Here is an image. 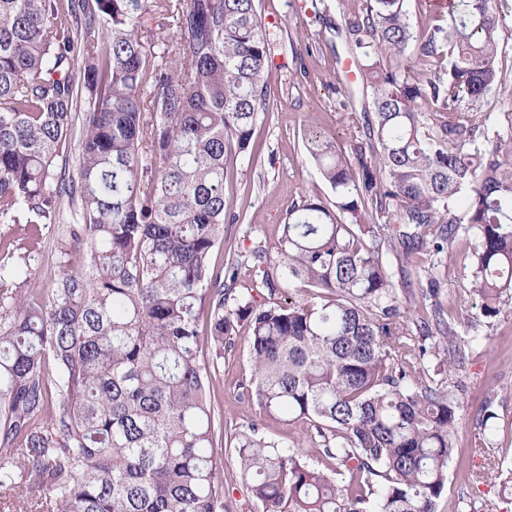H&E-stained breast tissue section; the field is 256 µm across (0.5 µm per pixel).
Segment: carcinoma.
<instances>
[{"instance_id":"carcinoma-1","label":"carcinoma","mask_w":512,"mask_h":512,"mask_svg":"<svg viewBox=\"0 0 512 512\" xmlns=\"http://www.w3.org/2000/svg\"><path fill=\"white\" fill-rule=\"evenodd\" d=\"M404 2L345 21L372 111L345 113L347 152L305 136L335 200L291 203L277 257L257 242L217 263L239 220L224 161L270 109L258 0H0V220L36 234L72 217L47 287L9 288L20 273L0 266L1 491L46 512H230L200 354L223 362L244 326L240 398L350 473L339 485L252 426L236 452L262 512H435L459 401L426 341L460 368L462 337L437 305L414 334L383 251L441 264L475 240L467 288L501 313L512 112L478 120L501 89L503 0H446L420 44L432 70L407 55ZM155 11L161 31H143ZM73 144L76 178L57 164ZM245 267L264 302L237 291ZM494 418L480 409L482 435Z\"/></svg>"}]
</instances>
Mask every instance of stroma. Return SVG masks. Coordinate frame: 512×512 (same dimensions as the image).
Returning a JSON list of instances; mask_svg holds the SVG:
<instances>
[{
	"mask_svg": "<svg viewBox=\"0 0 512 512\" xmlns=\"http://www.w3.org/2000/svg\"><path fill=\"white\" fill-rule=\"evenodd\" d=\"M333 28H326L314 17L311 0H260L264 23L277 33L274 60L280 69L275 74L273 115L258 123L252 152L229 154L224 173V192L239 215L238 223L226 225L225 248L247 252L255 242H264L276 252L279 228L291 202L300 197L326 199L332 192L315 173L304 142L306 132L320 130L338 146L347 144V126L334 86L337 73H345L355 90L354 108L363 112L369 98L361 94L356 62L342 28L349 14L361 8L364 0H325ZM503 50L499 55V75L503 91L491 94L482 117H497L512 111V12L506 16ZM303 53L306 77L294 76V53ZM66 235L62 224L42 226L38 244H29L22 225L0 224V238L9 242L0 247V265L31 267L34 288L47 285L57 269L58 247ZM472 272L467 256L435 269L439 282L436 301L458 323L477 328L478 338L466 348L462 371L453 373L447 362L429 355L425 365L435 379L453 377L459 385L461 406L455 432L456 448L448 464V487L436 502V512H512L503 501L499 481L488 476L490 463L512 468V299L504 298L501 313L491 324L477 321L479 313L466 285ZM250 374L248 342L245 334L235 338L234 349L213 371L207 396L224 421V446L219 454L224 463L220 481L235 512H260L243 483L235 450L239 433L258 425L268 438L288 443L291 450L304 455L310 464L345 484L347 470L313 447L299 427L269 419L253 403L240 400L238 383ZM497 415L496 433L482 440L476 415L482 405ZM485 471L483 482H474V472Z\"/></svg>",
	"mask_w": 512,
	"mask_h": 512,
	"instance_id": "obj_1",
	"label": "stroma"
}]
</instances>
